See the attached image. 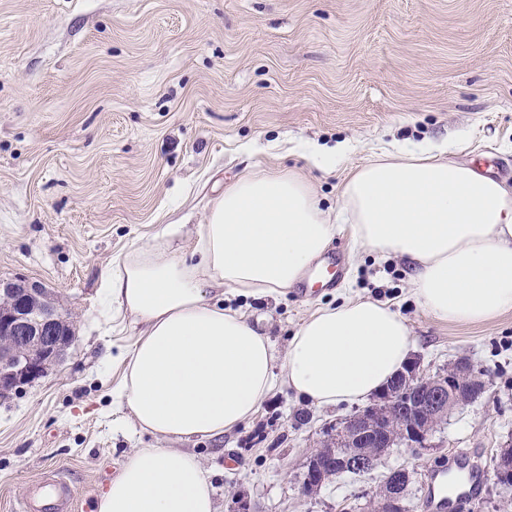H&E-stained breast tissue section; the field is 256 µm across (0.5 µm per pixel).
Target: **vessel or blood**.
I'll use <instances>...</instances> for the list:
<instances>
[{"instance_id":"obj_1","label":"vessel or blood","mask_w":512,"mask_h":512,"mask_svg":"<svg viewBox=\"0 0 512 512\" xmlns=\"http://www.w3.org/2000/svg\"><path fill=\"white\" fill-rule=\"evenodd\" d=\"M486 481V470L476 455L459 449L446 470L431 471L420 503L421 512H456L459 502L480 497ZM74 491L61 474L50 475L39 490L23 499L19 512H64Z\"/></svg>"}]
</instances>
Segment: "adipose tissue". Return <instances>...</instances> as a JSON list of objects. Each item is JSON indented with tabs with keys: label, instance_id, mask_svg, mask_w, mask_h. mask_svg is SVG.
I'll return each instance as SVG.
<instances>
[{
	"label": "adipose tissue",
	"instance_id": "1",
	"mask_svg": "<svg viewBox=\"0 0 512 512\" xmlns=\"http://www.w3.org/2000/svg\"><path fill=\"white\" fill-rule=\"evenodd\" d=\"M447 150L381 153L344 178L333 213L300 174L254 171L214 201L191 255L162 240L117 260L104 286L142 325L119 405L166 445L133 449L96 512H216L200 459L172 440L223 436L279 384L320 407L356 404L408 363L410 330L379 301L316 309L281 358L224 305L228 291L265 297L291 288L341 226L379 258L407 261L417 302L438 320L482 323L512 311V190L446 160Z\"/></svg>",
	"mask_w": 512,
	"mask_h": 512
}]
</instances>
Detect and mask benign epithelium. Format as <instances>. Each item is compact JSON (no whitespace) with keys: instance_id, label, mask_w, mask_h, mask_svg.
Wrapping results in <instances>:
<instances>
[{"instance_id":"7a95c632","label":"benign epithelium","mask_w":512,"mask_h":512,"mask_svg":"<svg viewBox=\"0 0 512 512\" xmlns=\"http://www.w3.org/2000/svg\"><path fill=\"white\" fill-rule=\"evenodd\" d=\"M70 342V313L50 301L41 283L0 279V394L43 377ZM471 369L460 360L432 376L409 362L370 404L339 422L335 444L310 457L302 493L313 495L341 472L368 474L396 448L432 447L436 422L468 405L460 391ZM495 475L501 490L512 489L511 465L498 462Z\"/></svg>"}]
</instances>
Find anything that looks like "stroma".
Here are the masks:
<instances>
[{
    "label": "stroma",
    "instance_id": "35a3bbf8",
    "mask_svg": "<svg viewBox=\"0 0 512 512\" xmlns=\"http://www.w3.org/2000/svg\"><path fill=\"white\" fill-rule=\"evenodd\" d=\"M344 141L351 150L332 172L305 157ZM443 141L449 160L512 188V0H0V279L42 283L75 333L45 377L0 397V512L57 468L75 512H95L127 453L160 445L117 403L121 358L141 329L104 303L117 257L172 224V247L194 246L209 204L244 174L300 173L331 210L342 177L381 151ZM338 252L339 286L228 292L224 304L281 355L319 306L380 301L405 319L426 372L465 357L487 391L449 414L434 447L399 449L307 497L308 458L353 408L277 386L225 436L178 443L209 470L217 512H367L383 475L401 468L420 512L427 472L461 448L488 476L460 512H512L494 474L512 442V311L437 320L416 302L404 261L345 231L308 275Z\"/></svg>",
    "mask_w": 512,
    "mask_h": 512
}]
</instances>
